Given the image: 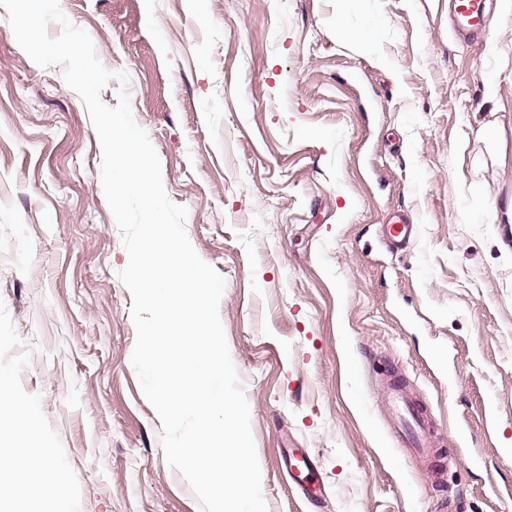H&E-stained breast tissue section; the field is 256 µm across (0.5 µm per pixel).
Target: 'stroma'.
<instances>
[{
	"mask_svg": "<svg viewBox=\"0 0 512 512\" xmlns=\"http://www.w3.org/2000/svg\"><path fill=\"white\" fill-rule=\"evenodd\" d=\"M498 3L462 44L448 0H60L127 74L165 191L225 281L268 512L450 498L512 512V16ZM101 160L61 67L37 66L0 7V390L34 406L31 466L45 449L57 465L51 491L0 512H202L131 365L129 256ZM396 214L420 227L402 251L380 233ZM388 375L428 410V466L392 435ZM290 448L317 466L315 502L281 464Z\"/></svg>",
	"mask_w": 512,
	"mask_h": 512,
	"instance_id": "1",
	"label": "stroma"
}]
</instances>
